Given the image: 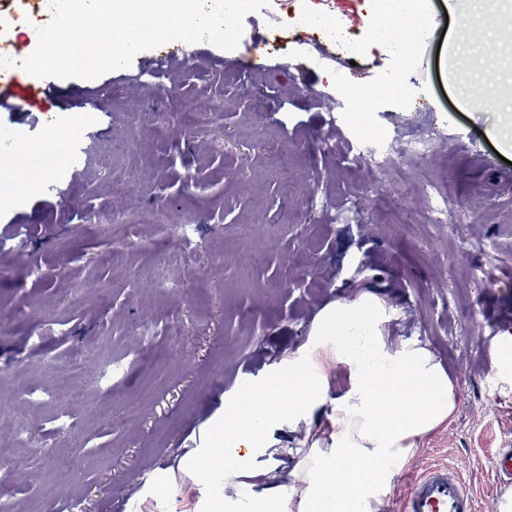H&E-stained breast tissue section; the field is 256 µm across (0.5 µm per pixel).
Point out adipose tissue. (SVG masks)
<instances>
[{
	"instance_id": "1",
	"label": "adipose tissue",
	"mask_w": 512,
	"mask_h": 512,
	"mask_svg": "<svg viewBox=\"0 0 512 512\" xmlns=\"http://www.w3.org/2000/svg\"><path fill=\"white\" fill-rule=\"evenodd\" d=\"M394 310L364 291L323 309L307 350L288 364L286 380L247 391L245 406L224 415L222 445L205 449L188 470H218L224 496L207 512H384L385 494L422 440L456 407L452 380L428 343L390 345ZM347 380L331 392L329 371ZM278 428L301 431L289 478L256 487Z\"/></svg>"
}]
</instances>
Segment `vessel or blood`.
<instances>
[{
	"label": "vessel or blood",
	"instance_id": "b4317fda",
	"mask_svg": "<svg viewBox=\"0 0 512 512\" xmlns=\"http://www.w3.org/2000/svg\"><path fill=\"white\" fill-rule=\"evenodd\" d=\"M399 512H476V498L456 469L430 465L412 477Z\"/></svg>",
	"mask_w": 512,
	"mask_h": 512
}]
</instances>
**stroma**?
<instances>
[{
	"label": "stroma",
	"instance_id": "stroma-1",
	"mask_svg": "<svg viewBox=\"0 0 512 512\" xmlns=\"http://www.w3.org/2000/svg\"><path fill=\"white\" fill-rule=\"evenodd\" d=\"M442 7L426 0L425 40L404 55L377 45L384 0H271L217 60L198 42L184 64L155 67L142 51L123 79L11 68L32 107L0 112V129L18 131L20 150L51 122L75 123L80 163L18 171L22 194L0 193V499L19 505L50 484L44 512H120L128 498L136 512H200L213 479L187 477L185 458L307 347L323 308L365 290L396 311L391 342L427 341L457 390L450 421L388 490L389 512L432 463L475 473L479 512H497L479 469L512 448L493 352L512 331V165L486 130L512 110L498 85L512 52L485 31L512 28V0H477L468 24L439 29ZM256 50L266 68L240 70ZM216 76L223 129L173 121L184 106L207 111ZM461 86L485 106L460 108ZM352 87L371 94L364 116ZM414 132L431 141L426 156H406ZM363 149L391 159L377 181L355 159ZM188 173L198 186L183 187ZM430 180L451 226L423 222ZM111 215L130 233L103 234ZM243 224L258 236L239 238ZM73 386L81 402L52 400ZM21 432L38 448L15 447Z\"/></svg>",
	"mask_w": 512,
	"mask_h": 512
}]
</instances>
